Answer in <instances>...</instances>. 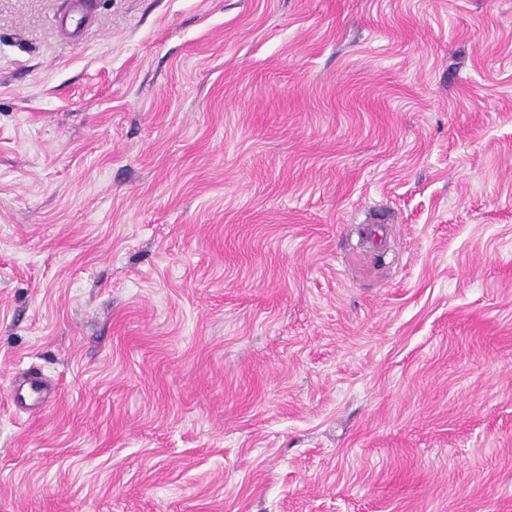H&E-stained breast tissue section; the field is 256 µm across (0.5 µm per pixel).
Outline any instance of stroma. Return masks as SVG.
I'll return each mask as SVG.
<instances>
[{"instance_id":"stroma-1","label":"stroma","mask_w":512,"mask_h":512,"mask_svg":"<svg viewBox=\"0 0 512 512\" xmlns=\"http://www.w3.org/2000/svg\"><path fill=\"white\" fill-rule=\"evenodd\" d=\"M87 3L0 0V512H512V0ZM10 391L18 404H25L30 399V395L36 393L37 401L41 398L49 399L52 395L50 385L41 377L34 375H25L19 379H13L10 383Z\"/></svg>"}]
</instances>
